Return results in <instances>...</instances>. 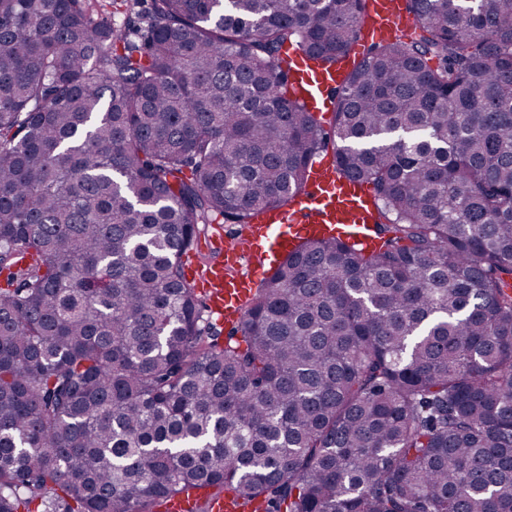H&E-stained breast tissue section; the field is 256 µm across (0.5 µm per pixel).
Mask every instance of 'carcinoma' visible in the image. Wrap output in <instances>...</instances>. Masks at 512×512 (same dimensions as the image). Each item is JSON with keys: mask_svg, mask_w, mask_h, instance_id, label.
I'll use <instances>...</instances> for the list:
<instances>
[{"mask_svg": "<svg viewBox=\"0 0 512 512\" xmlns=\"http://www.w3.org/2000/svg\"><path fill=\"white\" fill-rule=\"evenodd\" d=\"M0 0V512H512V0H408L332 117L284 49L363 0ZM336 172L378 246L303 240L236 333L183 258ZM200 499H207L210 512H240L242 506L240 500L232 494L213 496L208 489L194 491L189 497L176 496L162 504L161 508L166 512H189L194 503Z\"/></svg>", "mask_w": 512, "mask_h": 512, "instance_id": "carcinoma-1", "label": "carcinoma"}]
</instances>
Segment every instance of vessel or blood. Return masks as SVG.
I'll return each instance as SVG.
<instances>
[{
    "instance_id": "1",
    "label": "vessel or blood",
    "mask_w": 512,
    "mask_h": 512,
    "mask_svg": "<svg viewBox=\"0 0 512 512\" xmlns=\"http://www.w3.org/2000/svg\"><path fill=\"white\" fill-rule=\"evenodd\" d=\"M367 12L369 22L363 39L370 44L387 41L416 26L406 0H367ZM288 57L292 64L289 89L313 109L338 86L351 67L346 61L336 69L325 70L297 48L291 49ZM373 201L368 185L339 176L332 161L313 162L304 196L256 218L245 237L215 241L218 259L207 270L190 268V276L209 300L210 315L225 325H236L258 283L257 271L274 265L299 240L330 230L350 231L362 252L374 250L377 241L365 231L375 221ZM245 259L252 264L254 275L236 274V267ZM201 499L207 500L210 512H241L242 509L234 495L215 496L206 489L173 497L163 508L165 512H190L195 501Z\"/></svg>"
}]
</instances>
